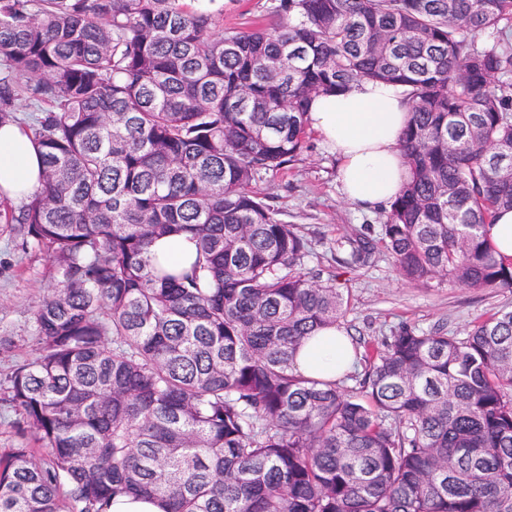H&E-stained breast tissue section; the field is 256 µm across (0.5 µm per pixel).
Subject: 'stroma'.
Wrapping results in <instances>:
<instances>
[{"instance_id": "stroma-1", "label": "stroma", "mask_w": 512, "mask_h": 512, "mask_svg": "<svg viewBox=\"0 0 512 512\" xmlns=\"http://www.w3.org/2000/svg\"><path fill=\"white\" fill-rule=\"evenodd\" d=\"M338 161L322 137L293 162L264 174L255 190L269 197L283 220L298 225L309 242V265L322 278H335L347 301L342 326L353 336L377 338L400 323L459 333L501 309H512V288L472 291L444 284L425 288L404 281L391 259L378 255L374 265L352 270L335 262L333 240L364 225L378 226L380 213L352 208L339 189ZM49 280L43 255L19 251L9 232L0 230V336L13 340L0 354V382L13 366L30 358L29 336L35 306Z\"/></svg>"}]
</instances>
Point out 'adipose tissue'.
Segmentation results:
<instances>
[{"label":"adipose tissue","mask_w":512,"mask_h":512,"mask_svg":"<svg viewBox=\"0 0 512 512\" xmlns=\"http://www.w3.org/2000/svg\"><path fill=\"white\" fill-rule=\"evenodd\" d=\"M410 114L398 89L364 81L349 90L315 99L310 121L339 161L345 201L370 210L393 200L407 174L398 147ZM42 164L36 145L19 124L0 127V192L20 201L40 188ZM352 362V349L333 327L314 331L295 366L307 376L339 377Z\"/></svg>","instance_id":"obj_1"}]
</instances>
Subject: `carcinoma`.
I'll list each match as a JSON object with an SVG mask.
<instances>
[{"instance_id":"obj_1","label":"carcinoma","mask_w":512,"mask_h":512,"mask_svg":"<svg viewBox=\"0 0 512 512\" xmlns=\"http://www.w3.org/2000/svg\"><path fill=\"white\" fill-rule=\"evenodd\" d=\"M268 12L226 30L219 0H0V126L25 120L44 166L0 226L51 283L0 398L38 444L0 448V512H512V310L355 338L351 387L306 377L297 349L340 326L343 292L252 190L309 148L315 98L390 84L409 178L337 261L512 288L490 243L512 210V0ZM176 234L197 246L180 272L149 256ZM165 506L157 500L123 497L112 504L113 512H164Z\"/></svg>"}]
</instances>
